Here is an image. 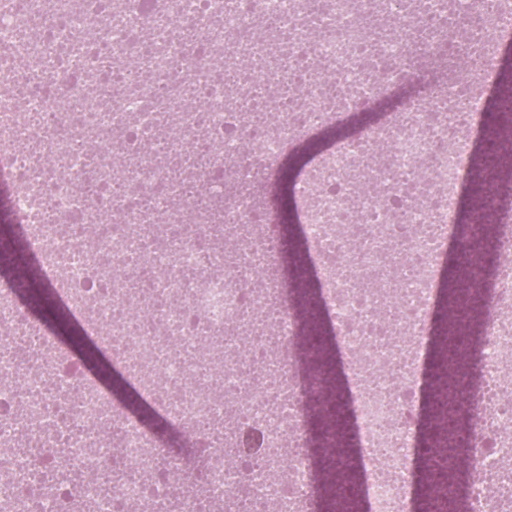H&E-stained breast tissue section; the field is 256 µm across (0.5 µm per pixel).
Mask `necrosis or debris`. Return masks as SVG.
<instances>
[{
    "mask_svg": "<svg viewBox=\"0 0 512 512\" xmlns=\"http://www.w3.org/2000/svg\"><path fill=\"white\" fill-rule=\"evenodd\" d=\"M512 0H0V224L191 454L73 369L0 284V512H314L320 382L255 189L298 185L369 512H409L444 261ZM458 512H512V269L471 268ZM261 428L256 457L238 449ZM373 113H358L350 118L349 125L335 124L324 127L328 134V139L337 143L344 139L345 133H350L352 128L360 129L366 126L373 119Z\"/></svg>",
    "mask_w": 512,
    "mask_h": 512,
    "instance_id": "1",
    "label": "necrosis or debris"
}]
</instances>
